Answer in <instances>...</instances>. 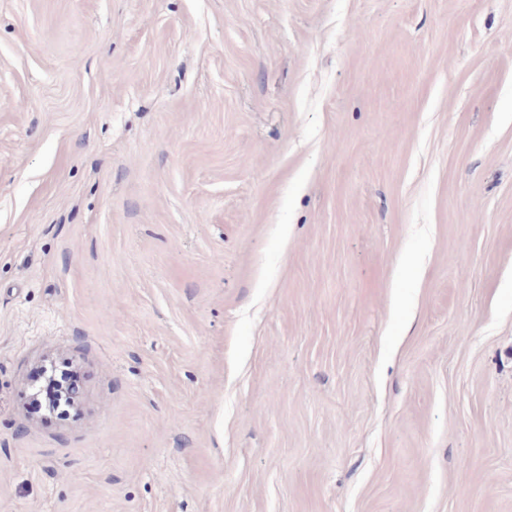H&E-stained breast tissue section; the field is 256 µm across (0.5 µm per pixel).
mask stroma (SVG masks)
Here are the masks:
<instances>
[{"instance_id": "1", "label": "stroma", "mask_w": 512, "mask_h": 512, "mask_svg": "<svg viewBox=\"0 0 512 512\" xmlns=\"http://www.w3.org/2000/svg\"><path fill=\"white\" fill-rule=\"evenodd\" d=\"M0 512H512V0H0ZM36 398L31 405L41 415L67 414L72 408L76 391V374L66 364H56L41 371L36 377Z\"/></svg>"}]
</instances>
